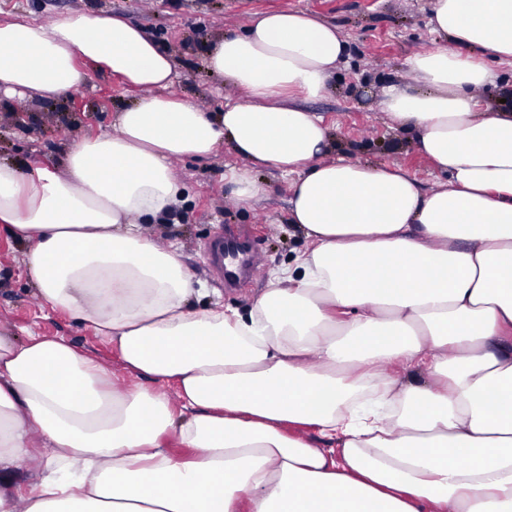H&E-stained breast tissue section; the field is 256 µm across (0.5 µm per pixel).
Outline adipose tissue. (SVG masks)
Returning <instances> with one entry per match:
<instances>
[{
  "instance_id": "ef3b65f1",
  "label": "adipose tissue",
  "mask_w": 512,
  "mask_h": 512,
  "mask_svg": "<svg viewBox=\"0 0 512 512\" xmlns=\"http://www.w3.org/2000/svg\"><path fill=\"white\" fill-rule=\"evenodd\" d=\"M431 23L443 46L379 101L444 173L427 189L330 157L323 117L292 103L349 50L305 12L214 41L209 71L249 95L218 117L169 94L171 55L122 17L0 21L6 96L63 95L83 61L140 92L64 172L0 162V233L141 379L122 390L64 339L0 333V512H512V107L478 96L487 58L512 62V0H434ZM224 142L247 163L228 175L241 203L263 192L250 168L290 176L309 244L242 309L141 224L184 202L174 161Z\"/></svg>"
}]
</instances>
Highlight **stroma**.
Masks as SVG:
<instances>
[{
	"instance_id": "obj_1",
	"label": "stroma",
	"mask_w": 512,
	"mask_h": 512,
	"mask_svg": "<svg viewBox=\"0 0 512 512\" xmlns=\"http://www.w3.org/2000/svg\"><path fill=\"white\" fill-rule=\"evenodd\" d=\"M433 0H0V20L24 18L41 23L71 13L113 14L139 26L167 50L179 74L173 94L220 112L241 91L222 86L210 75L204 58L216 36L244 30L256 13L270 9L309 12L337 26L349 54L318 98H298V105L324 116L336 149L351 161L401 166L423 185L437 176L418 151L414 134L389 122L380 112L381 90L407 83L410 56L441 45L430 25ZM78 88L52 100L28 98L0 102V160L19 166L36 163L62 169L70 147L81 138L111 130L117 112L134 103L137 90L90 64H81ZM25 111V126H16V111ZM245 162L223 144L205 159L176 162L174 171L187 197L165 218L148 221L159 244L178 248L196 280L218 290L229 307L249 305L266 288L274 272L291 264L308 243L290 223L289 178L274 168L257 172L263 194L243 205L236 201L230 171ZM257 227L247 246L262 269L258 280L230 289L210 270L212 242L227 228ZM0 327L16 336H60L110 367L126 385L136 382L124 371L111 345L66 314L52 310L37 293L24 264V250L0 235Z\"/></svg>"
}]
</instances>
